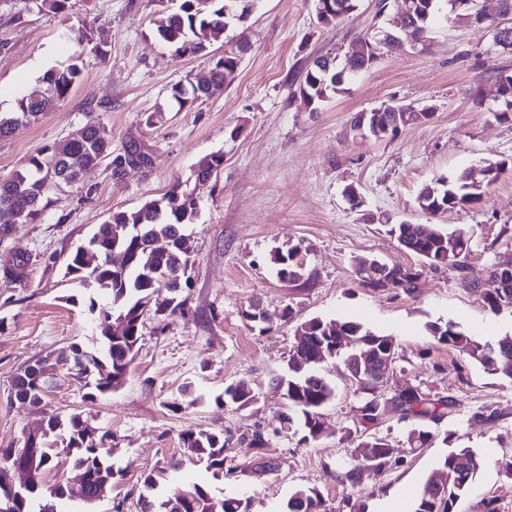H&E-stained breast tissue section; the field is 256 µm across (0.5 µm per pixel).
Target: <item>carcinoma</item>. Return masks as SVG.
I'll return each mask as SVG.
<instances>
[{
  "label": "carcinoma",
  "mask_w": 512,
  "mask_h": 512,
  "mask_svg": "<svg viewBox=\"0 0 512 512\" xmlns=\"http://www.w3.org/2000/svg\"><path fill=\"white\" fill-rule=\"evenodd\" d=\"M333 10L330 22L350 15L358 8L359 0H331ZM429 7L410 17L407 33L415 42L422 41L435 26L440 0H424ZM258 0H160L162 9L154 20L155 32L160 40L175 47L178 56L202 55L210 41L232 23L242 25L248 21ZM248 44L240 41L234 48L224 51V60L216 62L205 79L180 83L173 88V98L179 106L194 103L195 87L205 84L221 86L231 84L237 75L243 53ZM80 56L76 55L49 70L44 81L47 94L36 99L21 98L11 112H0V140L10 136L16 125L38 120L53 105L65 101L81 76ZM331 72L322 74L317 67L307 69L299 83L302 98L316 107L343 91L346 80L355 77L359 64L349 54H344L341 65L329 60ZM397 105L367 112L364 129L374 133L396 131L402 126L417 122L429 115L428 109L411 104L395 111ZM112 154V136L96 119L89 118L76 137L45 146L30 157L9 177L0 179V242L7 239L16 224H33L41 220L50 208L52 187L79 182L81 174ZM147 160L139 145L130 142L124 154L113 160L115 169L125 164L143 163ZM224 164L220 153L203 158L194 171L195 182H206L212 172ZM482 185L463 172L449 180L439 178L425 185L417 196L418 207L431 215L459 206L480 202ZM175 203L167 207L162 201L151 200L131 212L114 213L98 225L88 245L77 249L69 257L66 273L76 279L88 278L101 289L105 303L90 300L89 311L100 326V347L88 351L75 344L71 347V370L75 380L89 389L85 397L94 399L99 394L117 390L123 383L128 368L139 350L143 338L145 316L156 319L165 315L198 316L187 307L184 295L190 287L186 276L189 255L181 248L186 237V227L193 223L198 212L195 191L181 189L176 184L167 193ZM390 234L407 251L415 254L431 268L450 264L464 268L470 249V236L463 229L444 230L433 224H393ZM165 239L170 243L165 254L151 257L139 252L149 239ZM294 250L278 253L274 262L278 275L284 280H295L301 272L293 262ZM29 262V255L15 251L3 266V271L21 276ZM368 258L356 259L358 273L366 285L375 290L402 289L411 292L416 288L419 273L399 264L383 265L381 274L364 270ZM504 270L498 265L489 268L481 294L485 308L497 315L512 311V287H499ZM429 331L438 342L478 362L488 372L512 381V335L499 337L489 344L472 338L452 323L429 325ZM295 335L306 338L290 351L289 376L279 381L288 407L300 416L306 443L320 440L326 433L322 410L335 397L334 389L318 374V369L330 359L342 361L361 394L357 423L364 428L358 447L368 449L363 463L349 469L345 478L356 483L362 472L381 473L389 468L393 449L389 441L370 432L384 415L383 401L371 395L377 383L384 378L382 358L396 352L393 339L376 335L363 329L354 321L326 322L311 318L301 322ZM370 345L371 356L361 357L363 344ZM54 364L49 360L27 367L13 382V396L32 407L39 406L44 397L42 389L52 383ZM255 394L242 380L224 389L217 400L250 405ZM393 405L402 418L417 422L412 429L409 443L421 448L434 438L429 429L453 412L456 401L450 396H437L420 387H408L394 397ZM67 435L66 448L74 456V468L87 477L84 499L91 505L101 499L99 486L112 485L119 474L106 449L109 436L98 435L79 413L69 416L66 422L50 421L36 438L25 439L21 448H0V468L20 461L31 466L32 478L9 493L0 488V512H62L55 500L64 497L62 486L44 494L42 475L51 462L46 451L45 438L58 430ZM186 450L202 459L206 469L215 478L232 476L247 469L235 464L224 455V434L187 429L181 434ZM481 467L477 452L459 448L447 454L430 475L418 497L413 512H455L457 501L468 491ZM141 512H248V505L236 498L217 499L208 487L195 483L163 499L140 496ZM280 512H331L322 493L307 487L296 490L282 505Z\"/></svg>",
  "instance_id": "1"
}]
</instances>
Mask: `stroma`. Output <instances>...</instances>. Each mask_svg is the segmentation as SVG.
<instances>
[{"label": "stroma", "instance_id": "35a3bbf8", "mask_svg": "<svg viewBox=\"0 0 512 512\" xmlns=\"http://www.w3.org/2000/svg\"><path fill=\"white\" fill-rule=\"evenodd\" d=\"M379 1L359 0L355 12L322 24L315 0H259L248 22L225 29L208 55L180 57L153 32L157 0H69L64 14L48 12L40 0H0V112L45 94V72L71 53L73 18L102 27L107 50L102 58L85 49L69 97L0 141V179L91 117L111 132L113 155L133 141L149 158L119 171L103 159L79 183L54 192L38 223L16 225L0 242V264L17 250L30 256L22 277L0 272V448L22 447L41 425L79 413L97 433L111 434L112 462L121 470L107 495L85 507L64 436L51 434V467L42 481L48 489L64 486L68 512H139L144 477L161 471L174 487L207 482L213 496L243 499L249 512H278L304 487L319 489L334 512H385L398 498L412 512L431 472L458 448L474 449L482 466L456 512H512V476L501 467L512 457V382L427 329L452 322L484 340L512 335V313L488 312L478 289L489 267L512 258V168L485 186L479 204L431 216L416 201L438 178L512 158V112L497 77L512 73V51L494 47L489 29L452 13L425 42L402 39L344 93L311 110L298 93L302 74L316 58L343 56L372 33ZM243 37L250 47L235 81L179 107L173 87L206 74ZM396 103L430 115L380 139L352 130L356 113ZM215 152L224 155L222 167L196 187L193 169ZM177 183L199 196L198 216L186 230L187 296L199 316L146 320L123 385L86 400L65 359L72 345L97 348L85 302L99 291L91 281L65 277L66 260L112 213L133 211ZM401 222L468 231L465 268L424 266L390 234ZM290 250L302 270L294 282L281 280L273 262ZM361 256L419 270L414 291L366 287L355 269ZM253 306L265 312V324L245 318ZM288 308L290 321L283 316ZM313 317L355 320L393 338L388 389L418 386L457 402L434 425L432 442L417 450L407 443L413 421L388 408L374 431L387 437L398 463L364 472L355 485L344 474L361 454L358 395L339 360L320 368L336 392L323 410L327 436L305 444L281 428L287 404L277 383L288 374L297 324ZM45 358L56 368L40 407L11 400L15 375ZM241 380L251 385L253 403L218 402ZM486 410L495 411L493 421L475 420ZM189 428L223 433L225 455L247 473L212 479L183 448ZM257 429L269 439L276 470L253 468L257 451L247 437ZM173 461L178 469H170Z\"/></svg>", "mask_w": 512, "mask_h": 512}]
</instances>
